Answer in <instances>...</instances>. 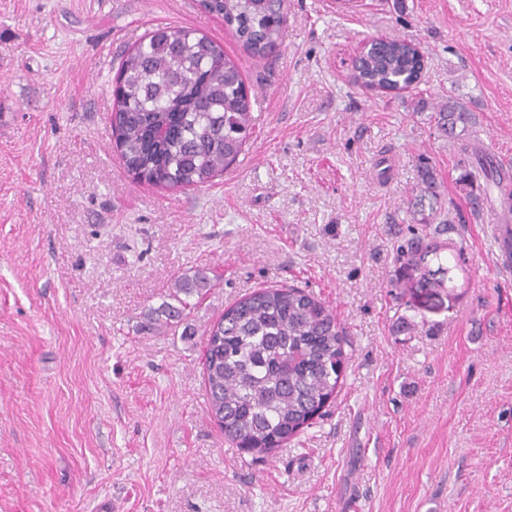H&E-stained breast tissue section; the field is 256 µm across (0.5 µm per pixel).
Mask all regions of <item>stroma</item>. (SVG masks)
Here are the masks:
<instances>
[{
  "instance_id": "1",
  "label": "stroma",
  "mask_w": 512,
  "mask_h": 512,
  "mask_svg": "<svg viewBox=\"0 0 512 512\" xmlns=\"http://www.w3.org/2000/svg\"><path fill=\"white\" fill-rule=\"evenodd\" d=\"M283 18L260 60L197 0H0V512H512V271L492 189L461 182L434 121L457 101L512 167V0H284ZM167 26L223 46L253 116L239 160L185 190L134 183L111 136L123 57ZM377 37L420 48L418 90L356 82ZM425 233L458 255L432 298L396 256ZM199 268L214 286L181 325H149ZM276 284L333 311L348 361L324 414L260 455L212 419L203 351Z\"/></svg>"
}]
</instances>
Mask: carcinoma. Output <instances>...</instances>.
<instances>
[{
    "instance_id": "obj_1",
    "label": "carcinoma",
    "mask_w": 512,
    "mask_h": 512,
    "mask_svg": "<svg viewBox=\"0 0 512 512\" xmlns=\"http://www.w3.org/2000/svg\"><path fill=\"white\" fill-rule=\"evenodd\" d=\"M202 9L224 18L242 47L258 58L283 39L280 0H203ZM362 86L408 89L421 81L420 62L406 40H373L357 61ZM119 116L112 139L126 170L144 186H199L224 174L252 130L250 101L238 65L214 41L188 27L151 33L121 61L115 91ZM471 114L450 104L438 127L450 136L467 128ZM474 175L500 192L512 214V169L474 154ZM432 237L401 246L420 279L445 287L448 256ZM437 268L429 266V260ZM211 287L202 271L177 280L173 299L158 315L182 319L186 298ZM346 332L314 295L294 285L259 288L224 310L206 331L203 374L209 411L228 442L270 455L288 444L338 392L347 353Z\"/></svg>"
}]
</instances>
